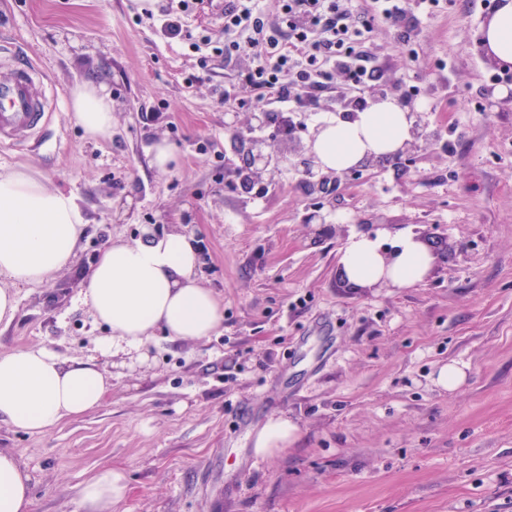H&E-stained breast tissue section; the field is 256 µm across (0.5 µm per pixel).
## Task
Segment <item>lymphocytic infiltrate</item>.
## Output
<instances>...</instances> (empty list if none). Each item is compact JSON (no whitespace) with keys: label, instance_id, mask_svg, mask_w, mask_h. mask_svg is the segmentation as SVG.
I'll use <instances>...</instances> for the list:
<instances>
[{"label":"lymphocytic infiltrate","instance_id":"1","mask_svg":"<svg viewBox=\"0 0 512 512\" xmlns=\"http://www.w3.org/2000/svg\"><path fill=\"white\" fill-rule=\"evenodd\" d=\"M284 25L272 27L258 0H225L224 53L251 51L256 65L247 81L259 101L276 112L281 127L294 131L313 111L316 94L334 75H344L361 92H381L385 70L368 47L374 25L396 30L399 46L412 48L421 16L434 13L440 0H282Z\"/></svg>","mask_w":512,"mask_h":512}]
</instances>
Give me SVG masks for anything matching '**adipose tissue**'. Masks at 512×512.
Wrapping results in <instances>:
<instances>
[{"label":"adipose tissue","instance_id":"1","mask_svg":"<svg viewBox=\"0 0 512 512\" xmlns=\"http://www.w3.org/2000/svg\"><path fill=\"white\" fill-rule=\"evenodd\" d=\"M481 44L496 64L512 66V0H497L483 23ZM72 117L86 138L112 132V98L99 82L75 83L70 91ZM409 136L405 112L387 100L367 107L357 118L324 120L314 144L321 163L345 169L367 155L394 152ZM86 221L79 198L47 187L33 172H0V324L17 313L18 287L44 284L71 267ZM434 256L411 234L398 238L390 254L376 239L359 236L346 245L341 272L353 286L409 288L428 275ZM198 252L185 234H144L117 239L100 251L86 273L84 298L111 334L102 352L139 350L156 329L170 340H202L224 321V301L198 278ZM108 382L91 358L65 360L44 346L0 354V422L31 436L45 434L62 421L97 408ZM298 435L285 416L269 418L253 438V452L271 457ZM127 484L122 472L95 471L80 489L84 512H118ZM29 478L16 455L0 449V512H32Z\"/></svg>","mask_w":512,"mask_h":512}]
</instances>
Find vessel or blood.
<instances>
[{
    "instance_id": "1",
    "label": "vessel or blood",
    "mask_w": 512,
    "mask_h": 512,
    "mask_svg": "<svg viewBox=\"0 0 512 512\" xmlns=\"http://www.w3.org/2000/svg\"><path fill=\"white\" fill-rule=\"evenodd\" d=\"M46 78L33 67L16 68L11 79L0 82V144L42 141L48 126Z\"/></svg>"
}]
</instances>
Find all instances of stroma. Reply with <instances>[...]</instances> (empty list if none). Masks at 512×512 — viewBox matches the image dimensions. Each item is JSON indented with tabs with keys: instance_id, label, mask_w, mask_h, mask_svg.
<instances>
[{
	"instance_id": "35a3bbf8",
	"label": "stroma",
	"mask_w": 512,
	"mask_h": 512,
	"mask_svg": "<svg viewBox=\"0 0 512 512\" xmlns=\"http://www.w3.org/2000/svg\"><path fill=\"white\" fill-rule=\"evenodd\" d=\"M168 3L0 0V80L31 63L56 94L46 141L0 144V171L30 168L78 196L88 221L70 268L19 287L0 353L95 357L110 383L98 408L45 435L0 423L33 512H82L83 482L106 465L128 485L120 512H512V108L503 67L480 46L491 6L444 0L422 17L413 57L389 27L371 33L389 78L427 86L430 145L407 172L321 195L285 166L259 196L234 188L224 133L225 112L258 106L240 80L252 58L219 53L220 0L183 18L192 40L211 41L206 53L164 38ZM85 78L112 97V133L98 141L71 115L69 90ZM159 140L175 153L164 171L150 164ZM314 206L324 223H306ZM146 229L193 239L224 324L101 354L109 330L83 299L84 274L108 241ZM403 234L438 249L421 284L343 286L350 239L389 246ZM451 359L467 366L452 393L432 382ZM278 415L297 442L254 456L256 431Z\"/></svg>"
}]
</instances>
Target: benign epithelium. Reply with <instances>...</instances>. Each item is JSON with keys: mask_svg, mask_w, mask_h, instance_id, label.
<instances>
[{"mask_svg": "<svg viewBox=\"0 0 512 512\" xmlns=\"http://www.w3.org/2000/svg\"><path fill=\"white\" fill-rule=\"evenodd\" d=\"M406 117L411 124L410 138L404 141L395 152L381 156H372L347 169L335 170L322 165L315 152L314 143L317 134L303 138L295 133L277 134L268 139L243 138V133L253 128H263L270 124L268 112H230L224 114V130L235 144V168L245 173L238 181L240 188L251 191L256 185H264L279 172L282 162L294 167H303L306 184L311 191H321L346 179H357L364 172L393 166L405 170L407 163L415 159L419 151L420 130L427 123V113L408 108Z\"/></svg>", "mask_w": 512, "mask_h": 512, "instance_id": "benign-epithelium-1", "label": "benign epithelium"}]
</instances>
